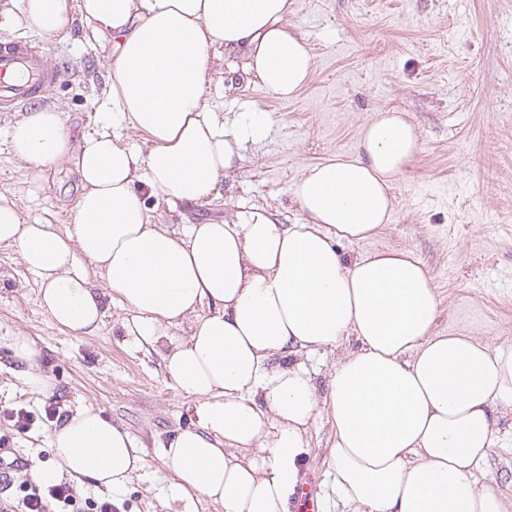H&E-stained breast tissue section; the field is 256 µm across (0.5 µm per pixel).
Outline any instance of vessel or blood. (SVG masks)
<instances>
[{
  "label": "vessel or blood",
  "instance_id": "obj_1",
  "mask_svg": "<svg viewBox=\"0 0 512 512\" xmlns=\"http://www.w3.org/2000/svg\"><path fill=\"white\" fill-rule=\"evenodd\" d=\"M62 77L48 64L42 46L27 38L0 42V109L13 110L49 94Z\"/></svg>",
  "mask_w": 512,
  "mask_h": 512
}]
</instances>
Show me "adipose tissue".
Wrapping results in <instances>:
<instances>
[{
  "mask_svg": "<svg viewBox=\"0 0 512 512\" xmlns=\"http://www.w3.org/2000/svg\"><path fill=\"white\" fill-rule=\"evenodd\" d=\"M292 0H5L0 27L24 17L48 37L81 15L109 46L112 119L143 130L148 149L110 132L72 144L61 112L34 107L10 129L13 155L32 168L73 162L83 185L71 225L23 221L0 195V243L40 281L41 305L61 328L98 332L105 300L132 311L131 344L162 359L192 403L193 425L162 443L170 501L196 512H288L320 413L333 430L331 496L347 512H506L491 455L512 416V346L438 334L439 299L423 262L388 250L346 258L339 242L390 223L392 189L419 149L404 113L379 111L355 154L310 166L293 197L303 221L271 212L221 223L154 224L135 191L166 204L209 196L243 160L266 122H229L206 102L210 49L239 55L262 88L293 99L314 56L288 24ZM182 336H174L176 328ZM10 348L30 389L53 392L42 350L26 335ZM337 352L318 393L305 360ZM44 483L65 476L125 489L143 458L130 434L100 410H67L49 435Z\"/></svg>",
  "mask_w": 512,
  "mask_h": 512,
  "instance_id": "obj_1",
  "label": "adipose tissue"
}]
</instances>
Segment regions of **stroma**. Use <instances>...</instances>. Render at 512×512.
Returning <instances> with one entry per match:
<instances>
[{"label": "stroma", "instance_id": "stroma-1", "mask_svg": "<svg viewBox=\"0 0 512 512\" xmlns=\"http://www.w3.org/2000/svg\"><path fill=\"white\" fill-rule=\"evenodd\" d=\"M288 23L314 55L310 82L294 99L277 98L244 73L239 56L214 45L210 107L234 116L263 112L267 136L246 143L240 168L199 203L170 206L146 197L154 222H220L263 208L280 223H299L292 186L302 172L327 156L352 153L374 112L406 113L420 148L393 188L392 220L374 237L339 249L349 258L412 251L437 288L436 332L512 345V0H293ZM16 36L42 43L49 65L62 70L61 83L41 103L61 112L73 141L109 125L119 144L145 146L140 129L113 125L106 52L85 39L82 23L54 40L23 19L0 30V41ZM15 117L0 111V194L25 222L67 225L82 192L80 176L70 162L30 174L10 149ZM38 292V278L16 249L0 244V457L9 463L0 472V505L24 497L29 464H50L53 418L92 405L142 446L144 468L113 495L85 483L74 492L79 512H93L107 498L120 512H168L160 503L169 476L160 445L191 424L190 400L172 387L157 354L129 343L124 325L132 313L119 300L107 302L97 335L75 336L51 321ZM18 334L40 344L55 380L51 395L28 388L9 349ZM20 410L29 415L23 431L16 425ZM309 444L302 489L319 502L318 512H341L325 497L326 417ZM17 458L25 467H12Z\"/></svg>", "mask_w": 512, "mask_h": 512}]
</instances>
